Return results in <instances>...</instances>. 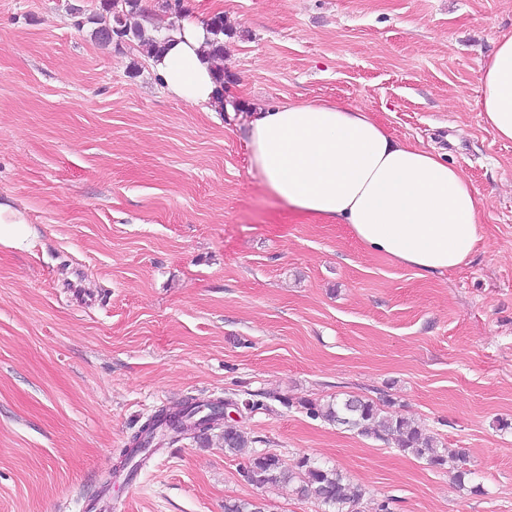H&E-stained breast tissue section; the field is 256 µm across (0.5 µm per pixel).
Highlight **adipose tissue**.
<instances>
[{
  "label": "adipose tissue",
  "instance_id": "obj_1",
  "mask_svg": "<svg viewBox=\"0 0 512 512\" xmlns=\"http://www.w3.org/2000/svg\"><path fill=\"white\" fill-rule=\"evenodd\" d=\"M150 64L174 99L232 112L208 55L205 25L180 19ZM483 120L512 141V35L498 39L481 76ZM251 163L263 185L289 206L329 224L349 225L368 250L441 273L467 263L481 240L482 201L441 155L394 138L371 112L326 101L256 106L247 124Z\"/></svg>",
  "mask_w": 512,
  "mask_h": 512
}]
</instances>
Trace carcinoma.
I'll use <instances>...</instances> for the list:
<instances>
[{
	"label": "carcinoma",
	"instance_id": "obj_1",
	"mask_svg": "<svg viewBox=\"0 0 512 512\" xmlns=\"http://www.w3.org/2000/svg\"><path fill=\"white\" fill-rule=\"evenodd\" d=\"M105 16L92 20L94 27L90 38L101 46H109L112 40L103 37L105 33H118V38L137 42L149 56L161 51V35L150 31L143 23L145 9L142 4L130 0H101ZM206 25L212 35L210 54L213 59H224V18L213 15ZM223 401L185 405L175 411L167 408L158 410L147 424L134 435L135 448L127 452L124 464L138 468L143 461L136 457L150 454L151 447H159L163 441L177 440L192 431L203 428L224 427L220 438L224 450L247 459L245 474L256 486L286 483L299 478L298 492L305 498L315 500L325 507L324 512H354V507L363 497V490L347 482L346 477L334 467L313 462L308 458L298 463V474L284 468L277 454L268 451L248 450L249 441L243 433L227 419H222ZM312 416L320 415L336 425L345 426L361 435H373L388 444L393 443L399 450L426 459L434 466H443L447 457L438 451L436 441L423 435L421 429L405 417H391L382 414L374 402L356 396L343 398L319 407L313 403L303 404ZM224 512H266V505L248 500H239L224 505Z\"/></svg>",
	"mask_w": 512,
	"mask_h": 512
}]
</instances>
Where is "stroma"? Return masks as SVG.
<instances>
[{
  "label": "stroma",
  "mask_w": 512,
  "mask_h": 512,
  "mask_svg": "<svg viewBox=\"0 0 512 512\" xmlns=\"http://www.w3.org/2000/svg\"><path fill=\"white\" fill-rule=\"evenodd\" d=\"M99 6L0 0V201L29 226L0 244V512H323L200 432L118 472L157 409L256 392L270 409L232 416L254 450L337 468L359 512H512V142L477 105L512 0L156 8L158 31L223 15L231 116L170 97L136 43L92 42L75 14ZM322 99L471 181L466 264L419 276L263 186L252 106ZM350 395L462 454L465 478L303 407Z\"/></svg>",
  "instance_id": "obj_1"
}]
</instances>
